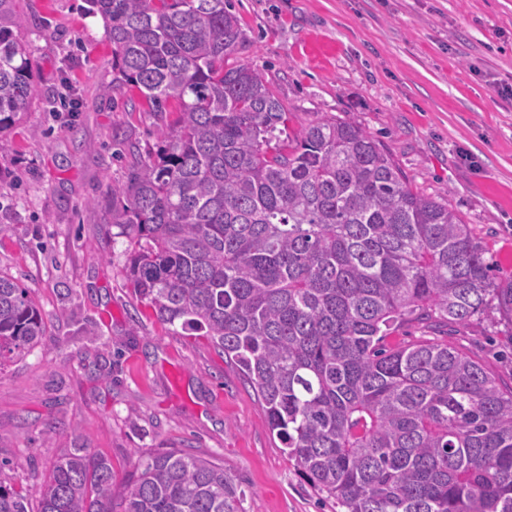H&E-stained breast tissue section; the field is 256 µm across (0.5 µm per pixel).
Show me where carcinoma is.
Here are the masks:
<instances>
[{
    "label": "carcinoma",
    "instance_id": "1",
    "mask_svg": "<svg viewBox=\"0 0 512 512\" xmlns=\"http://www.w3.org/2000/svg\"><path fill=\"white\" fill-rule=\"evenodd\" d=\"M18 0H0V134L26 109L33 62ZM112 44L113 83L158 113L160 150L108 188L128 243L126 280L157 319L234 360L283 452L345 512H512V386L456 345L386 347L498 314L492 275L461 214L413 189L361 126L326 117L292 141L233 0H85ZM31 288L0 275V367L45 336ZM121 512H245L224 467L149 453ZM112 462L73 448L39 512H114ZM0 512H29L0 484Z\"/></svg>",
    "mask_w": 512,
    "mask_h": 512
}]
</instances>
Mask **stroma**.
<instances>
[{
    "instance_id": "35a3bbf8",
    "label": "stroma",
    "mask_w": 512,
    "mask_h": 512,
    "mask_svg": "<svg viewBox=\"0 0 512 512\" xmlns=\"http://www.w3.org/2000/svg\"><path fill=\"white\" fill-rule=\"evenodd\" d=\"M84 0H19L35 92L0 134V274L32 290L43 342L0 374V484L36 512L53 461L107 456L120 505L142 455L223 465L245 512H340L269 429L238 366L138 301L103 202L173 120L115 87L112 45ZM238 63L267 73L298 133L324 115L362 126L414 190L447 193L497 280H512V0H236ZM507 325L480 317L457 347L512 384Z\"/></svg>"
}]
</instances>
